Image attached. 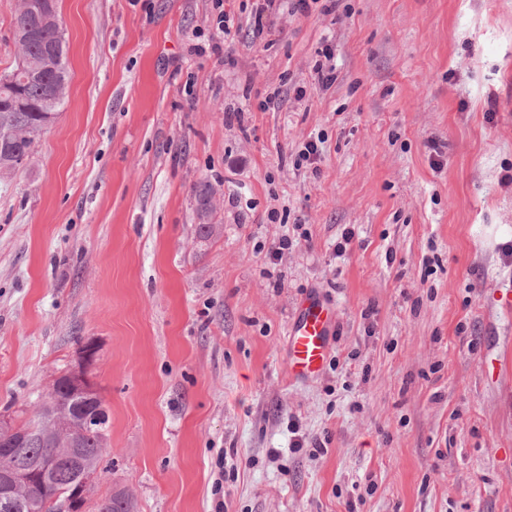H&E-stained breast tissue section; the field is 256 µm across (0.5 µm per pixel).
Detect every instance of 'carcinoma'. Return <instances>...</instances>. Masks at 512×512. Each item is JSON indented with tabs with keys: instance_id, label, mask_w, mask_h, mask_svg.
Listing matches in <instances>:
<instances>
[{
	"instance_id": "1",
	"label": "carcinoma",
	"mask_w": 512,
	"mask_h": 512,
	"mask_svg": "<svg viewBox=\"0 0 512 512\" xmlns=\"http://www.w3.org/2000/svg\"><path fill=\"white\" fill-rule=\"evenodd\" d=\"M42 0H27L13 21L17 57L33 62L31 74L14 71L0 76V173L8 174L28 158L35 136L66 103L69 87L67 49L58 15L43 13ZM213 186L201 181L194 187L198 214L212 209ZM66 376L54 380L52 392L33 418L10 429L24 434L23 445L12 443V436L0 431V464L33 470L50 457L57 460L47 483L29 487L15 502L12 512H57L58 504L85 478L96 472L107 447L108 420L87 426L84 418L94 410L65 390ZM98 512H130L122 492L97 503Z\"/></svg>"
}]
</instances>
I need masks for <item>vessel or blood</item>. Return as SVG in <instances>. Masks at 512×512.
<instances>
[{
  "label": "vessel or blood",
  "instance_id": "obj_1",
  "mask_svg": "<svg viewBox=\"0 0 512 512\" xmlns=\"http://www.w3.org/2000/svg\"><path fill=\"white\" fill-rule=\"evenodd\" d=\"M336 317L322 299L305 296L288 331V372L294 378H311L322 370L330 348Z\"/></svg>",
  "mask_w": 512,
  "mask_h": 512
}]
</instances>
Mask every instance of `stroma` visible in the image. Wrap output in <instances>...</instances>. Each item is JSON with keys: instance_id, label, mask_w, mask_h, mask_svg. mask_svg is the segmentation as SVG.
<instances>
[{"instance_id": "35a3bbf8", "label": "stroma", "mask_w": 512, "mask_h": 512, "mask_svg": "<svg viewBox=\"0 0 512 512\" xmlns=\"http://www.w3.org/2000/svg\"><path fill=\"white\" fill-rule=\"evenodd\" d=\"M254 3L200 54L212 0H58L69 96L0 177V415L89 343L82 512H512V0H280L260 36ZM310 293L333 348L295 380ZM336 317L315 295L305 296L288 331V372L292 378H311L322 370L330 348Z\"/></svg>"}]
</instances>
